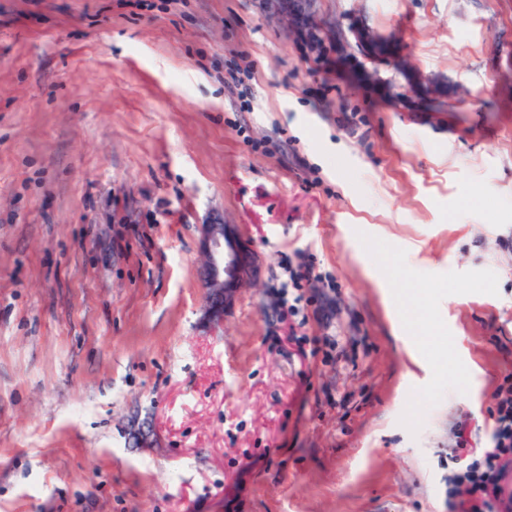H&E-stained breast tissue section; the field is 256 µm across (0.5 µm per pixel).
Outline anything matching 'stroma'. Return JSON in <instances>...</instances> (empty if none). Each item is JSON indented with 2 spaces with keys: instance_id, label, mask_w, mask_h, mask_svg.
<instances>
[{
  "instance_id": "obj_1",
  "label": "stroma",
  "mask_w": 512,
  "mask_h": 512,
  "mask_svg": "<svg viewBox=\"0 0 512 512\" xmlns=\"http://www.w3.org/2000/svg\"><path fill=\"white\" fill-rule=\"evenodd\" d=\"M288 4L0 0V512H449L458 435L488 446L512 0H306L315 42ZM360 27L441 111L338 67ZM215 221L258 260L220 327ZM355 40L367 59L372 61H393L404 76L407 88L412 92L420 105L429 111L435 110L440 98L439 90L413 68L411 63L403 58L397 39L392 35H380L369 30L355 32Z\"/></svg>"
}]
</instances>
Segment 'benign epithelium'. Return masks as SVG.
I'll list each match as a JSON object with an SVG mask.
<instances>
[{
  "label": "benign epithelium",
  "instance_id": "7a95c632",
  "mask_svg": "<svg viewBox=\"0 0 512 512\" xmlns=\"http://www.w3.org/2000/svg\"><path fill=\"white\" fill-rule=\"evenodd\" d=\"M292 3L290 15L297 28L304 37L317 38L321 28L306 15L304 0H292ZM355 40L366 58L372 61L394 62L404 76L413 98L423 108L435 110L442 98L441 93L402 57L394 36L358 30L355 32ZM201 249L203 285L206 289L205 312L212 323L221 325L224 322V304L228 303L233 293L246 282V274L243 271L245 258L226 224L202 225Z\"/></svg>",
  "mask_w": 512,
  "mask_h": 512
}]
</instances>
